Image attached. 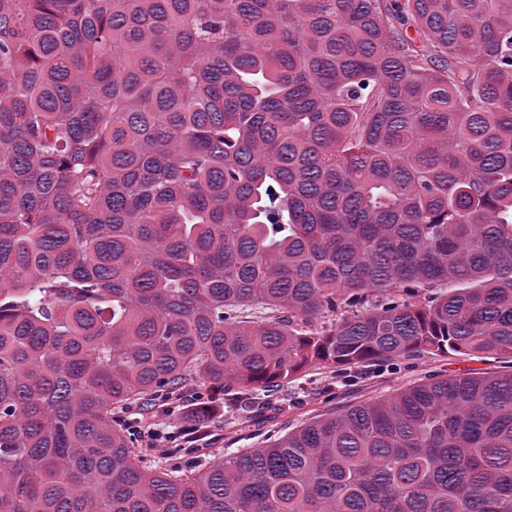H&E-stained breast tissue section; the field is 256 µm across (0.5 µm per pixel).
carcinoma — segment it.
<instances>
[{
	"label": "carcinoma",
	"instance_id": "carcinoma-1",
	"mask_svg": "<svg viewBox=\"0 0 512 512\" xmlns=\"http://www.w3.org/2000/svg\"><path fill=\"white\" fill-rule=\"evenodd\" d=\"M450 352L512 358V0H0V512H512V372L117 418ZM510 360L512 359L468 358L460 354L400 359L352 373L347 371L353 377L343 383L338 382L339 378L336 379L335 374H322V370H306L288 385L287 391L277 394L270 405L259 408L252 420L238 426L237 430L224 427V416L229 410L227 396L224 394V397H215L213 392L196 385L184 391L182 401L174 408L173 413L167 411V401L161 398L148 407L128 406L122 415L126 420L137 419L134 421L138 425V419L147 418L155 423V428H160L165 433H178L181 426L191 423L188 414L196 406L206 404L212 407L214 417L205 440L197 443L199 448H210L208 451L212 454H226L228 450L235 448H261L270 438L273 440L284 436L296 425L330 408L387 395L430 376L512 370ZM146 428L143 431L145 447L152 448L153 451L163 448V452L167 454L162 455L146 449L148 459L165 464L169 460V449L155 443L158 441L155 428Z\"/></svg>",
	"mask_w": 512,
	"mask_h": 512
}]
</instances>
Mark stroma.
Segmentation results:
<instances>
[{
	"mask_svg": "<svg viewBox=\"0 0 512 512\" xmlns=\"http://www.w3.org/2000/svg\"><path fill=\"white\" fill-rule=\"evenodd\" d=\"M508 369L512 370V361L469 358L460 354L372 365L355 371L351 380L343 383L333 375L310 369L289 384L287 391L277 394L270 405L258 409L249 423L234 430L224 425L227 400L196 385L184 391L175 410H168L166 400L159 399L147 407L128 406L123 417L127 420H148L160 430L170 433L188 424L189 414L196 406H211L214 417L203 445L211 453L224 454L235 448L262 447L268 440L284 436L296 425L328 409L387 395L432 376Z\"/></svg>",
	"mask_w": 512,
	"mask_h": 512,
	"instance_id": "stroma-1",
	"label": "stroma"
}]
</instances>
